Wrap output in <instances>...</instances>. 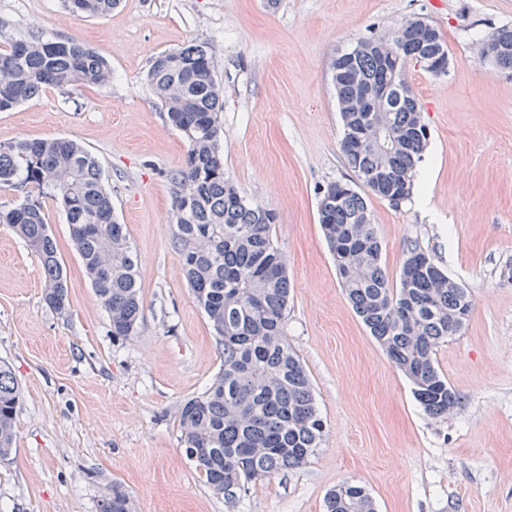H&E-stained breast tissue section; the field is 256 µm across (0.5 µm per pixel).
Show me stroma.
Wrapping results in <instances>:
<instances>
[{"mask_svg": "<svg viewBox=\"0 0 512 512\" xmlns=\"http://www.w3.org/2000/svg\"><path fill=\"white\" fill-rule=\"evenodd\" d=\"M412 16L445 35L449 66L410 68L430 139L410 200L369 206L390 278L417 246L473 300L465 329L435 354L462 401L439 418L352 309L317 211L322 185L354 177L331 61ZM502 25H512V0H121L100 18L64 0H0V45L75 37L112 65L107 85L49 87L0 112V143L67 137L91 151L144 302L136 334L113 339L47 197L69 292L67 312L50 310L38 258L0 224V361L22 389L16 449L0 459V512H99L116 486L131 512H325L327 492L346 481L368 490L376 512H512V78L475 53ZM192 43L207 47L224 87V175L277 216L284 331L327 427L306 463L233 502L180 445V405L211 384L221 354L172 242L169 174L187 143L146 80L155 54Z\"/></svg>", "mask_w": 512, "mask_h": 512, "instance_id": "35a3bbf8", "label": "stroma"}]
</instances>
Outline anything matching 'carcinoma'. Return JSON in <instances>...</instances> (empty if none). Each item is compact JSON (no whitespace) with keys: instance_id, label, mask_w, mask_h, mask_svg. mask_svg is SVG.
<instances>
[{"instance_id":"1","label":"carcinoma","mask_w":512,"mask_h":512,"mask_svg":"<svg viewBox=\"0 0 512 512\" xmlns=\"http://www.w3.org/2000/svg\"><path fill=\"white\" fill-rule=\"evenodd\" d=\"M89 17L109 14L120 0H66ZM392 41L368 43L339 53L356 74L333 81L343 124L341 150L361 186L326 183L332 202H318L319 224L342 285L357 315L388 358L413 384L424 410L438 418L459 407L457 393L435 365V351L464 329L473 301L468 290L415 246L401 263L398 283L389 281L367 195L393 208L408 201L429 136L416 93L408 83L390 90L384 113L387 150L360 141L367 123L360 111V85L381 82L380 51ZM112 79L103 55L78 38L45 41L38 35L0 49V111L15 108L48 86H101ZM147 81L168 123L188 144L185 164L169 174L173 187V245L184 278L205 313L222 354L211 385L179 409L180 443L198 449L194 459L205 483L233 501L248 483L305 463L320 447L325 422L307 371L288 346L284 325L290 282L287 261L272 239L276 214L247 201L224 177L220 112L223 89L212 54L201 45L155 55ZM390 177H378L380 167ZM37 190L15 207H0V224L39 258L43 301L62 313L69 294L57 244L42 197L65 211L73 245L101 304L115 340L136 333L143 315L135 257L124 225L114 218L95 156L67 138H22L0 143V187ZM21 388L9 365L0 363V458L10 455ZM326 512H374L366 489L345 482L330 491ZM99 512H130L129 496L114 487Z\"/></svg>"}]
</instances>
